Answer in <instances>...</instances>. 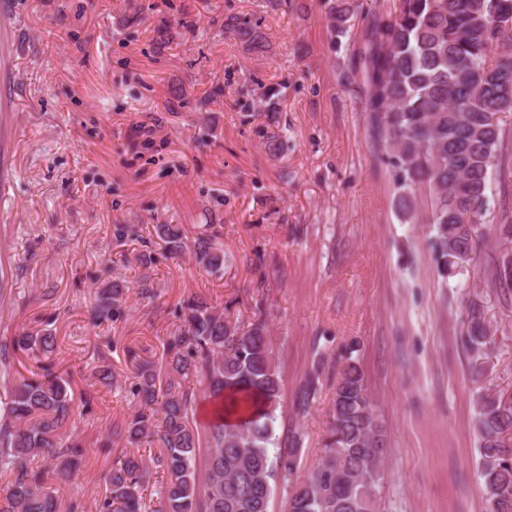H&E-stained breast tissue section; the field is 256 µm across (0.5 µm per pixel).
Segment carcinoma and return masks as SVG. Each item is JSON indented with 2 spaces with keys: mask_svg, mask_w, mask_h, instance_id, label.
I'll list each match as a JSON object with an SVG mask.
<instances>
[{
  "mask_svg": "<svg viewBox=\"0 0 512 512\" xmlns=\"http://www.w3.org/2000/svg\"><path fill=\"white\" fill-rule=\"evenodd\" d=\"M329 30L349 34L357 0H327ZM501 0H398L393 16L374 18L355 55L362 73L371 135L386 154L394 206L405 224L431 226V249L444 276L476 253L485 207L509 175L499 150L507 139L500 114L512 112V24ZM224 27L254 51L266 47L260 26L228 17ZM157 235L175 255L188 251L205 273L224 269V249L201 235L189 246L180 224H158ZM496 283L512 288V255L496 266ZM118 283L94 294V319L122 315ZM183 324L163 345L162 366L142 360L132 394L140 407L112 436L130 445L157 439L160 454H124L112 464L98 512H146L143 491L153 470L167 476L151 512H269L276 481L292 484L288 512H378L385 430L358 361L339 372L329 408L324 454L300 475V438L280 447L275 434L282 377L266 320L240 328L205 300L186 301ZM468 343L486 345L487 327L473 313ZM55 336L0 340V476L10 480L0 512H58L42 457L65 478L86 452L66 434L75 416L69 380L50 359ZM19 351L41 355L37 371L10 378ZM320 369L306 378L297 411L318 390ZM220 409L201 429L193 409L200 387ZM488 512H512V400L483 397L476 413Z\"/></svg>",
  "mask_w": 512,
  "mask_h": 512,
  "instance_id": "obj_1",
  "label": "carcinoma"
}]
</instances>
